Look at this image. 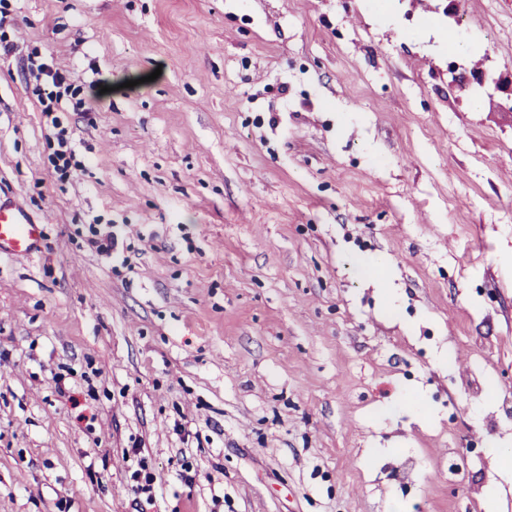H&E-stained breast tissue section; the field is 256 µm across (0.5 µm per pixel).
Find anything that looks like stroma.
Instances as JSON below:
<instances>
[{
  "instance_id": "1",
  "label": "stroma",
  "mask_w": 512,
  "mask_h": 512,
  "mask_svg": "<svg viewBox=\"0 0 512 512\" xmlns=\"http://www.w3.org/2000/svg\"><path fill=\"white\" fill-rule=\"evenodd\" d=\"M440 8L0 0V198L46 220L0 258V512H512V112ZM463 14L512 71V0ZM451 70V74L453 75V82H460V83H472L475 82L476 85L474 86H467L465 89L467 92L471 95H478L482 96L487 94L491 89L488 84H486L484 87L479 86L478 84H484L489 73L493 75V84L496 91L502 93L503 100L505 102H512V79L510 76H503L502 74L499 75L497 78L494 76V74L488 70L485 67H479L476 69H472L470 71L471 75L462 74L461 76H457L455 73L456 67L451 66L449 68ZM507 103V105L509 104Z\"/></svg>"
}]
</instances>
